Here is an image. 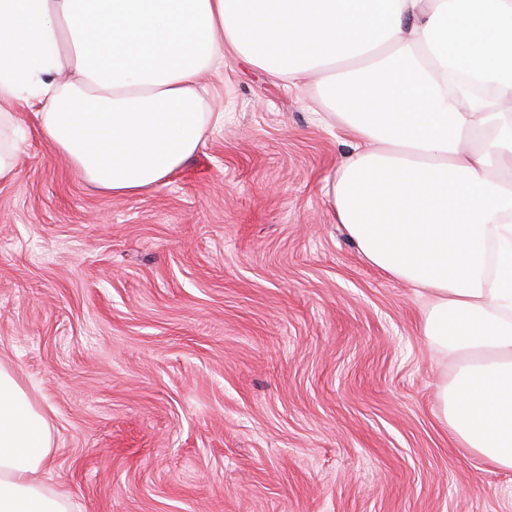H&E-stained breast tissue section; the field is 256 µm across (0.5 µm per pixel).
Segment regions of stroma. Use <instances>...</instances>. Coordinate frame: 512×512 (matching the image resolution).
Returning a JSON list of instances; mask_svg holds the SVG:
<instances>
[{
	"mask_svg": "<svg viewBox=\"0 0 512 512\" xmlns=\"http://www.w3.org/2000/svg\"><path fill=\"white\" fill-rule=\"evenodd\" d=\"M224 127L158 187L89 184L24 113L0 182V360L79 512H512L442 421L455 362L327 193L351 154L291 84L225 57Z\"/></svg>",
	"mask_w": 512,
	"mask_h": 512,
	"instance_id": "stroma-1",
	"label": "stroma"
}]
</instances>
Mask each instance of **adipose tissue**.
<instances>
[{"label": "adipose tissue", "instance_id": "1", "mask_svg": "<svg viewBox=\"0 0 512 512\" xmlns=\"http://www.w3.org/2000/svg\"><path fill=\"white\" fill-rule=\"evenodd\" d=\"M296 82L356 140L329 193L372 265L425 301L456 361L450 433L512 470V0H0V181L16 107L92 185H161L224 125L225 55ZM49 422L0 361V512H69Z\"/></svg>", "mask_w": 512, "mask_h": 512}]
</instances>
